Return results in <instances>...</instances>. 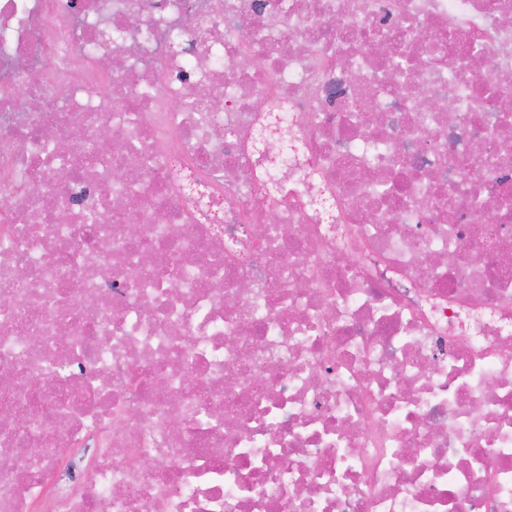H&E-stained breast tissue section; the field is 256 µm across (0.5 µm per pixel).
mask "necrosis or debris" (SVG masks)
<instances>
[{
  "label": "necrosis or debris",
  "mask_w": 512,
  "mask_h": 512,
  "mask_svg": "<svg viewBox=\"0 0 512 512\" xmlns=\"http://www.w3.org/2000/svg\"><path fill=\"white\" fill-rule=\"evenodd\" d=\"M506 97L512 0H0V512H512Z\"/></svg>",
  "instance_id": "obj_1"
}]
</instances>
